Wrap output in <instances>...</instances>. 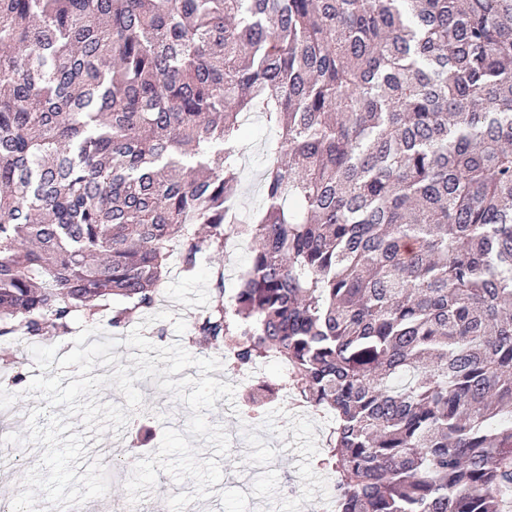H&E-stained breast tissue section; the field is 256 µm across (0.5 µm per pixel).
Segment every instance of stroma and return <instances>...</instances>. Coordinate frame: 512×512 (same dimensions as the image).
Masks as SVG:
<instances>
[{
  "mask_svg": "<svg viewBox=\"0 0 512 512\" xmlns=\"http://www.w3.org/2000/svg\"><path fill=\"white\" fill-rule=\"evenodd\" d=\"M239 138L247 154L240 172L241 206L249 213L261 203L259 178L275 134L260 121L241 127ZM250 247L245 240L236 250L204 255L190 275L170 270L154 306L161 318L144 328V337L157 346L180 343L197 358H223V350L192 343L193 320L216 303L214 272L244 268ZM20 339L17 332L0 337V400L19 407L11 430L21 434L29 413L41 404L26 393L31 379L57 374V362L73 336L50 330L31 349L22 348ZM134 386L143 395L136 415L156 423V437L139 448L132 444L129 427L123 426L85 441L89 451H113L122 463L121 472L110 478L108 493L95 501L101 512H118L133 497L143 499L147 512H321V495L333 492L334 486L330 475L313 464L321 441L315 415L298 414L284 397L267 403L261 419L246 420L238 412L246 389L237 386L233 399H218L206 413L229 437L227 453L218 456L203 437L186 434L191 414L186 404L160 390L153 377ZM163 416L168 425H158Z\"/></svg>",
  "mask_w": 512,
  "mask_h": 512,
  "instance_id": "1",
  "label": "stroma"
}]
</instances>
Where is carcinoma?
Listing matches in <instances>:
<instances>
[{
  "mask_svg": "<svg viewBox=\"0 0 512 512\" xmlns=\"http://www.w3.org/2000/svg\"><path fill=\"white\" fill-rule=\"evenodd\" d=\"M231 234L195 335L332 412L337 512L512 504V0H0V334L124 325ZM256 124L242 126L240 143L246 150L247 161L241 167L242 211L246 214L256 210L261 203L259 178L265 164L267 147L275 140V134L263 121L255 118Z\"/></svg>",
  "mask_w": 512,
  "mask_h": 512,
  "instance_id": "obj_1",
  "label": "carcinoma"
}]
</instances>
